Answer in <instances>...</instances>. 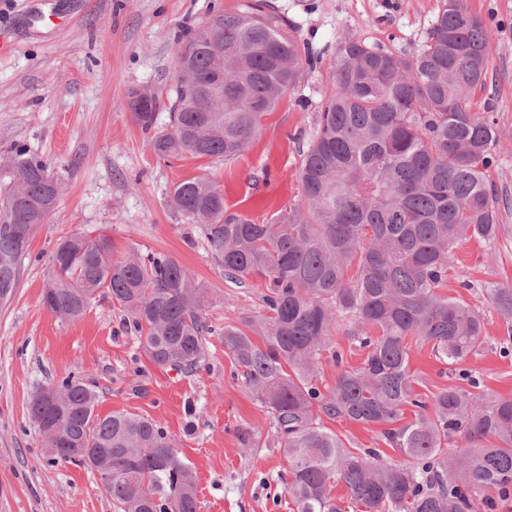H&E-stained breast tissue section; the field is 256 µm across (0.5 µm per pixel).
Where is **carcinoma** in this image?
I'll list each match as a JSON object with an SVG mask.
<instances>
[{
	"mask_svg": "<svg viewBox=\"0 0 512 512\" xmlns=\"http://www.w3.org/2000/svg\"><path fill=\"white\" fill-rule=\"evenodd\" d=\"M224 44V111H213L199 87L212 77L216 43ZM308 57L288 19L263 0L215 13L183 39L167 110L171 129L151 137L161 159L230 158L263 129L282 95L298 86ZM488 37L462 0H440L421 46L401 54L364 40L339 42L335 89L322 105L316 134L303 152L304 202L259 224L229 213L210 180L177 183L170 207L195 225L224 280L264 281L267 314L224 326V351L243 368L255 401L272 415L296 512H347L330 494L348 489L353 512H499L512 502V398L483 400L461 364L483 344L482 313L441 293L466 239L498 238L495 190L498 132L469 99L486 84ZM142 129L155 128L157 99L129 91ZM62 186L46 165L16 144L0 166V303L19 282L34 228L56 208ZM487 298L512 321V286L488 285ZM103 295L122 308L127 326L146 332L143 347L162 367L192 373L201 366L205 310L211 294L176 261L132 249L112 258V241L72 235L55 247L43 306L81 319ZM366 350L323 394L312 381L338 322ZM468 386L432 398L415 391L408 339ZM57 406L33 398L62 431L41 432L64 448L50 458L112 473L100 480L119 512H197L194 475L172 440L138 415L96 412L97 395L67 377L52 386ZM415 417L399 424L403 409ZM382 427L389 445L410 460L389 462L378 448H349L319 416Z\"/></svg>",
	"mask_w": 512,
	"mask_h": 512,
	"instance_id": "cac0c4a2",
	"label": "carcinoma"
}]
</instances>
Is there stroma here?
Instances as JSON below:
<instances>
[{
    "instance_id": "1",
    "label": "stroma",
    "mask_w": 512,
    "mask_h": 512,
    "mask_svg": "<svg viewBox=\"0 0 512 512\" xmlns=\"http://www.w3.org/2000/svg\"><path fill=\"white\" fill-rule=\"evenodd\" d=\"M242 2L0 0V40L10 46L0 55V158L13 145L26 146L62 184L56 209L33 233L12 299L0 305V512H116L95 471L48 462L31 419L34 395L69 375L95 391L97 413L142 416L173 439L195 476L198 512L295 510L284 457L272 445V417L255 402L220 337L225 325L263 314L264 287L256 279L243 287L226 282L195 226L170 210L169 195L178 182L204 176L222 190L229 211L260 224L300 204L299 167L333 89L329 67L337 43L353 36L413 52L439 0H269L315 56L300 85L282 97L241 155L158 158L129 108V90L166 99L184 35ZM462 3L488 32L489 88L474 100L500 136L491 183L502 230L493 245L472 239L458 246L455 264L470 285L452 278L446 293L485 317V345L465 363L479 394L512 397V327L480 290L492 280L512 283V0ZM74 233L109 236L119 256L136 249L173 258L212 293L206 315L215 332L197 372L154 365L111 299H96L77 321L43 307L49 257ZM331 346L343 362L323 358L317 380L323 391L341 367L360 366L365 357L344 321ZM410 368L421 394L459 382L430 345L415 340Z\"/></svg>"
}]
</instances>
